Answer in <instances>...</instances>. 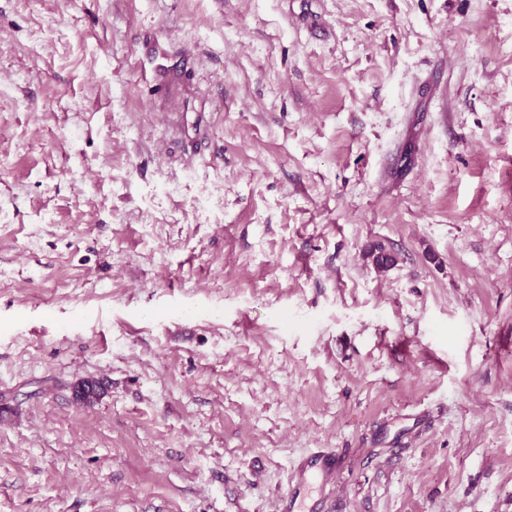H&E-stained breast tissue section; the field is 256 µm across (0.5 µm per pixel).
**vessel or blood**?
I'll use <instances>...</instances> for the list:
<instances>
[{
  "mask_svg": "<svg viewBox=\"0 0 512 512\" xmlns=\"http://www.w3.org/2000/svg\"><path fill=\"white\" fill-rule=\"evenodd\" d=\"M341 473L340 460L335 450L313 448L291 469L288 492L280 497L277 512H306L305 490L309 484H318L321 497L318 508H325L336 490Z\"/></svg>",
  "mask_w": 512,
  "mask_h": 512,
  "instance_id": "vessel-or-blood-1",
  "label": "vessel or blood"
}]
</instances>
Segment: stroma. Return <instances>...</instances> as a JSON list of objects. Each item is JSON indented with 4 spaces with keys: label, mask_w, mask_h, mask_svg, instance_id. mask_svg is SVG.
Listing matches in <instances>:
<instances>
[{
    "label": "stroma",
    "mask_w": 512,
    "mask_h": 512,
    "mask_svg": "<svg viewBox=\"0 0 512 512\" xmlns=\"http://www.w3.org/2000/svg\"><path fill=\"white\" fill-rule=\"evenodd\" d=\"M311 448L512 512V0H0V512H276Z\"/></svg>",
    "instance_id": "1"
}]
</instances>
